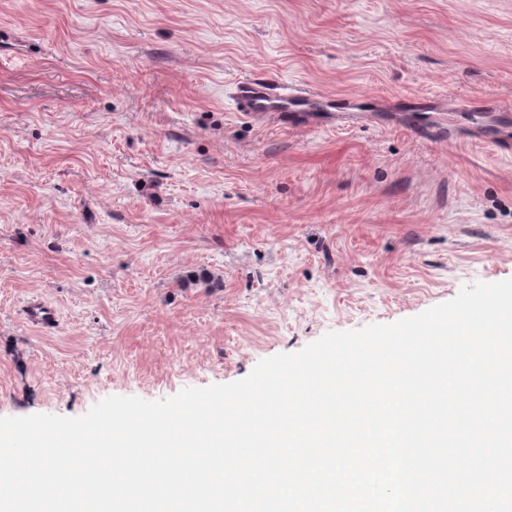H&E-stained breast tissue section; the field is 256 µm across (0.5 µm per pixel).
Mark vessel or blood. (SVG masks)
I'll list each match as a JSON object with an SVG mask.
<instances>
[{
  "mask_svg": "<svg viewBox=\"0 0 512 512\" xmlns=\"http://www.w3.org/2000/svg\"><path fill=\"white\" fill-rule=\"evenodd\" d=\"M235 95L239 111L269 117L281 124L287 123L289 115L295 113L304 114L316 123L324 113L334 109L333 101L316 91L264 76L240 80Z\"/></svg>",
  "mask_w": 512,
  "mask_h": 512,
  "instance_id": "b4317fda",
  "label": "vessel or blood"
}]
</instances>
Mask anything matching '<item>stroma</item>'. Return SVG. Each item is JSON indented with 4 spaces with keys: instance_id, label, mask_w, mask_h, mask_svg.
I'll list each match as a JSON object with an SVG mask.
<instances>
[{
    "instance_id": "35a3bbf8",
    "label": "stroma",
    "mask_w": 512,
    "mask_h": 512,
    "mask_svg": "<svg viewBox=\"0 0 512 512\" xmlns=\"http://www.w3.org/2000/svg\"><path fill=\"white\" fill-rule=\"evenodd\" d=\"M249 74L336 121L235 111ZM488 100L512 104V0H0V417L234 382L512 278Z\"/></svg>"
}]
</instances>
